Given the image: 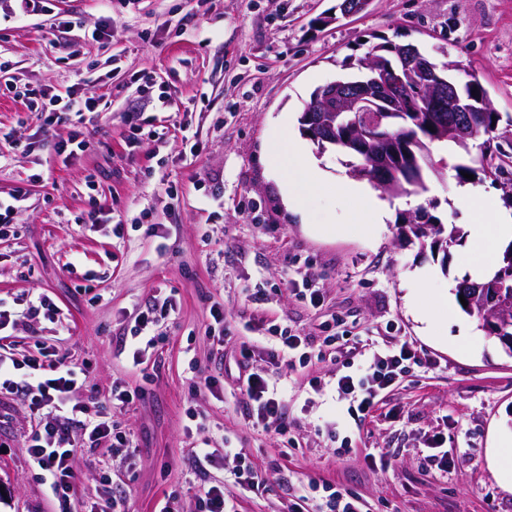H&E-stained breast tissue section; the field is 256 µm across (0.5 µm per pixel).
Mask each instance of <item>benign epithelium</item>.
Listing matches in <instances>:
<instances>
[{
  "label": "benign epithelium",
  "mask_w": 512,
  "mask_h": 512,
  "mask_svg": "<svg viewBox=\"0 0 512 512\" xmlns=\"http://www.w3.org/2000/svg\"><path fill=\"white\" fill-rule=\"evenodd\" d=\"M399 63L384 62L365 64L367 77L362 81L346 82L332 80L319 89L315 106L309 116L314 143L331 140L332 123L324 114L356 112L362 118L366 133L381 140L392 139L389 120L396 111V97L406 80H413L427 92L425 100L405 98L404 112H425L432 120L434 112H489L490 105L473 95L469 87H460L456 82L444 79L434 58L429 53L415 50H395ZM482 296L491 305L507 307L512 304V292L499 285V279L480 288Z\"/></svg>",
  "instance_id": "1"
}]
</instances>
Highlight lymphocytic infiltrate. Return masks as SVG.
Listing matches in <instances>:
<instances>
[{"label":"lymphocytic infiltrate","instance_id":"f902f5d3","mask_svg":"<svg viewBox=\"0 0 512 512\" xmlns=\"http://www.w3.org/2000/svg\"><path fill=\"white\" fill-rule=\"evenodd\" d=\"M268 333L267 343L260 349H241L237 360L238 390L243 403L263 422L265 430L284 437L293 425L283 403L284 391L255 365L254 358L261 354L270 364L285 358L303 366L311 360L313 341L280 326L270 327ZM418 361L416 349L404 342L373 351L360 369L337 372L336 391L348 401L351 418L362 422ZM85 381V369L55 348L38 346L36 354L18 362L9 346L0 344V394L18 393L27 399L36 424L25 452L42 471L52 499L59 504V512H72L74 432H81L91 448L106 446L113 454L127 456L135 451L131 435L118 430L113 415L133 405L136 394L113 387L108 403L91 414L73 400L74 392Z\"/></svg>","mask_w":512,"mask_h":512}]
</instances>
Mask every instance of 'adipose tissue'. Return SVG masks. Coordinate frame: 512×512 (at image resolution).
I'll return each instance as SVG.
<instances>
[{"mask_svg":"<svg viewBox=\"0 0 512 512\" xmlns=\"http://www.w3.org/2000/svg\"><path fill=\"white\" fill-rule=\"evenodd\" d=\"M269 158L272 166L285 174L283 190L289 206L303 209L311 187L303 180L309 165L302 143L291 131H282L269 145ZM336 191L352 202L356 229L364 231L369 225L382 224L389 219L388 205L364 184L343 178L337 180ZM484 202L479 189L468 184L457 187L455 204L470 217L471 243L482 252L486 262L491 263L497 259L502 242L512 235V219L486 208Z\"/></svg>","mask_w":512,"mask_h":512,"instance_id":"adipose-tissue-1","label":"adipose tissue"}]
</instances>
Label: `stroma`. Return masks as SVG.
Returning <instances> with one entry per match:
<instances>
[{"instance_id":"stroma-1","label":"stroma","mask_w":512,"mask_h":512,"mask_svg":"<svg viewBox=\"0 0 512 512\" xmlns=\"http://www.w3.org/2000/svg\"><path fill=\"white\" fill-rule=\"evenodd\" d=\"M337 2L45 0L25 15L16 0H0V60L9 64L0 75V196L26 194L13 232L0 236V308L15 319L13 352L32 353L41 341L85 364L78 398L88 407L116 384L141 395L114 415L134 439L132 458L77 447L75 505L109 494L125 497L128 512H155L166 499L196 512L200 483L225 473L194 461L192 444L206 433L240 449L265 478L253 491L226 482L240 512H287L303 493L318 501L312 481L355 492L368 512H512V483L494 461L512 437V356L475 318L447 308L481 253L465 242L443 253L398 239L393 198L387 223L325 234L351 221L336 193L313 191L304 211L290 210L283 175L267 162L281 128L301 134L312 93L385 41L436 54L459 80L477 72L500 130L511 129L512 0H371L333 21ZM105 16L111 42L86 43ZM60 18L74 20L70 32L57 30ZM145 75L165 108L140 92ZM77 83L105 96L108 110L53 126L28 109L29 92ZM72 125L91 146L66 161L55 144ZM456 183L444 171L428 175L416 199L462 227ZM101 206L119 233L86 230L84 218ZM306 278L318 304L287 286ZM422 287L441 301L428 334L411 301ZM38 294L57 305L53 319L25 318ZM167 298L173 310L132 367L123 338L141 309ZM215 305L224 310L220 344L206 333ZM325 321L363 344L399 337L420 348L423 363L359 424L337 398L330 358L265 364L288 388L295 424L286 448L236 397L235 361L271 325L316 336ZM219 375L223 390L201 389ZM31 434L23 397L0 395V512H57L25 453ZM436 438L448 452L444 471L426 460Z\"/></svg>"}]
</instances>
